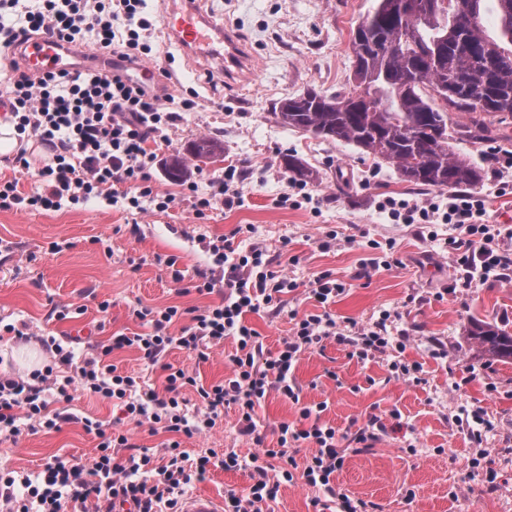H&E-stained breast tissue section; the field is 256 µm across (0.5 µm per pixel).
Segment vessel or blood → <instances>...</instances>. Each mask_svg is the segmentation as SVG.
I'll use <instances>...</instances> for the list:
<instances>
[{"label": "vessel or blood", "mask_w": 512, "mask_h": 512, "mask_svg": "<svg viewBox=\"0 0 512 512\" xmlns=\"http://www.w3.org/2000/svg\"><path fill=\"white\" fill-rule=\"evenodd\" d=\"M164 23L174 41L186 51L196 54L209 52L220 43L224 46L225 67L239 69L245 66L246 58L238 50L234 35L199 10L192 7L184 10L178 5H170ZM21 58L24 65L35 73L62 69L109 73L116 67L111 56L61 45L49 32L23 45Z\"/></svg>", "instance_id": "obj_1"}]
</instances>
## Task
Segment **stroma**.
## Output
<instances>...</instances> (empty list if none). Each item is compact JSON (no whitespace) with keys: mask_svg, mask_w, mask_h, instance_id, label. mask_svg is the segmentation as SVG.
<instances>
[{"mask_svg":"<svg viewBox=\"0 0 512 512\" xmlns=\"http://www.w3.org/2000/svg\"><path fill=\"white\" fill-rule=\"evenodd\" d=\"M374 0H196L195 6L236 32L250 64L232 83L213 78L220 57L182 51L166 29L157 32L160 62L170 71L169 93L196 94V107L181 113L171 143L156 145L161 159L184 152L201 135L224 147L222 157L194 160L198 182L223 174L227 165L241 175L242 205L196 218L193 201L160 212H138L97 198L57 211L0 208V329L26 325L32 337L0 340V366L26 373L22 349L51 360L40 339H73L77 354L111 336L148 332L137 312L148 307H178L183 315L172 334L190 325V310L222 304L224 291L198 293V274L213 269L210 242L228 238L239 254L259 247L277 274L294 282L276 308L248 313L246 321L260 335L265 353L276 352L291 335L293 315L329 313L338 326L364 328L380 313H390L393 332H404L405 349L387 350L366 360L351 357L334 339L302 353L292 372L300 395L292 403L270 392L257 409L256 421L267 447H275L281 423L299 420L300 404H325L324 424L345 434L371 415L387 427L369 450L349 453L333 480L354 499L376 504V512H512V363L493 360L468 337L473 323L490 322L512 333V281L484 277L473 270L465 285L463 270L448 257L449 238L464 231L451 224H393L378 203L392 196L424 205L447 196V189H410L396 169L362 154L353 145L323 139L282 125L275 103L315 89L334 95L348 86L352 73L350 39ZM484 142L454 141L461 157L482 168L484 179L473 193L483 199L485 221L512 228V120L492 122ZM297 153L310 166L306 184L320 198L309 204L281 206L276 199L295 180L282 157ZM342 283L344 291L327 304L310 298L320 276ZM65 306L63 318L51 316ZM233 337L208 351L171 347L164 364L173 365L211 385L230 377ZM110 364L141 377L163 391L162 366H149L137 348L113 351ZM419 364L417 380L395 377L392 364ZM483 408L490 428L483 438L488 456L472 465L471 410ZM74 421L57 429L0 440V469L37 474L59 459L90 464L98 440L85 431L88 417L128 434L131 447L163 457L171 433L130 422L114 423L106 401L77 390L69 403ZM181 448L190 457L235 450L255 453L252 441L238 435L234 409H225L215 426L190 438ZM306 443L294 455V479L282 483L274 512H333L324 490L306 484L303 469L315 454ZM247 471L215 468L194 480L188 495L221 498L244 492Z\"/></svg>","mask_w":512,"mask_h":512,"instance_id":"1","label":"stroma"}]
</instances>
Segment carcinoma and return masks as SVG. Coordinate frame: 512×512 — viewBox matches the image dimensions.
Listing matches in <instances>:
<instances>
[{"mask_svg":"<svg viewBox=\"0 0 512 512\" xmlns=\"http://www.w3.org/2000/svg\"><path fill=\"white\" fill-rule=\"evenodd\" d=\"M403 0H374L352 39L353 89L327 96L314 89L280 100L274 116L285 126L344 141L392 164L402 180L421 188L467 189L482 169L456 155L450 141L488 138L480 111L512 117V0H418V16ZM465 112L462 124L454 113ZM223 150L200 136L186 154L166 163L173 181L192 159H216ZM295 179L310 172L295 155L283 157ZM468 335L501 360H512V335L476 323Z\"/></svg>","mask_w":512,"mask_h":512,"instance_id":"cac0c4a2","label":"carcinoma"}]
</instances>
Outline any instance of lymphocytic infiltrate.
<instances>
[{
	"label": "lymphocytic infiltrate",
	"instance_id": "obj_1",
	"mask_svg": "<svg viewBox=\"0 0 512 512\" xmlns=\"http://www.w3.org/2000/svg\"><path fill=\"white\" fill-rule=\"evenodd\" d=\"M146 7V0H0V54L15 53L31 36L51 32L64 45H89L104 54H118L122 62L109 75L92 71L33 75L14 67L0 89V102L8 105L20 133L50 144L54 153L49 163L36 168L40 186L34 194L22 195L15 182H0L1 207L58 210L63 203L93 197L121 200L139 211L148 205L161 211L175 206L176 194L159 191L152 181L156 155L147 144L168 141L178 111L191 110L195 103L185 99L179 109H172V97L159 96L153 84L138 78V71L153 58L151 40L156 32ZM182 187L194 198L199 218L215 206L230 208L242 201L239 174L232 165L206 185L186 181ZM379 209L396 224L465 228L464 238L448 241V255L462 270L477 263L501 279L512 270V257L494 245L498 229L484 222V204L474 195L452 194L447 202L426 207L387 197ZM231 248L226 239L210 243L216 264L226 271L223 279L206 275L196 286L202 293L221 283L228 295L221 305L193 315L191 325L182 328L180 335L168 331L181 315L177 307L158 312L146 308L139 317L149 322L150 332L111 337L97 345L95 354L82 359L50 336L43 340L53 355L50 364L0 376V433L14 438L24 431L35 433L73 421L72 413L57 410L56 405L71 401L72 389L78 388L112 402L136 424L174 433L165 463H156L145 449L119 457L118 449L128 445L126 435L107 432L101 422L87 418L85 430L99 440L92 463L70 465L56 460L34 477L0 472V512H65L70 501L91 504L93 512H181L187 487L213 467L251 472L245 493L225 495L224 512H269L281 483L293 479L296 461L289 449L304 441L317 447L303 472L307 484L323 487L335 498L338 512H374L373 503L350 498L334 487L333 476L343 466L346 453L335 429L320 422L318 405L301 406V425L281 424L276 447L246 458L232 449L219 456L204 455L194 468H186L179 436L190 437L213 427L225 408L235 409L239 433L252 437L257 432L256 409L270 391L299 404L290 376L300 354L324 339H335L362 360L390 348L403 349L407 342L406 337L391 335L386 313L371 327L351 334L339 330L330 314H309L296 322L276 353L264 355L259 334L244 316L278 301L289 285L262 271V250L252 249L249 256L232 264L228 261ZM227 336L236 341L230 357L232 374L210 386L173 368L160 394L143 389L137 377L120 374L107 362L112 351L134 346L154 365L171 347L196 351ZM62 368L69 371L63 378L58 375ZM186 388L197 395V407L191 413L181 395Z\"/></svg>",
	"mask_w": 512,
	"mask_h": 512
}]
</instances>
